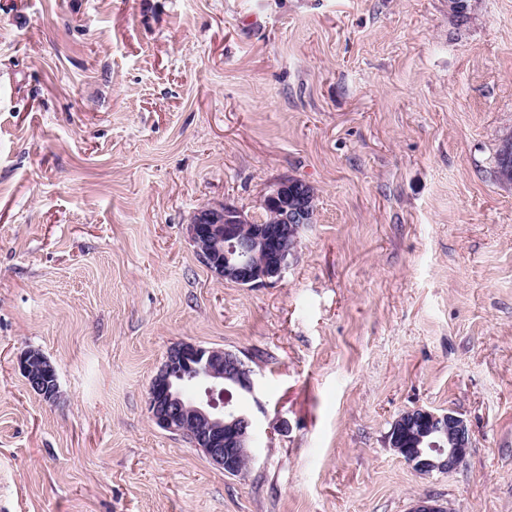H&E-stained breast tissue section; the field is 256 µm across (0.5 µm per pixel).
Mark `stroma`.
<instances>
[{"mask_svg":"<svg viewBox=\"0 0 512 512\" xmlns=\"http://www.w3.org/2000/svg\"><path fill=\"white\" fill-rule=\"evenodd\" d=\"M508 131L512 0H0V512H512ZM286 176L294 266L217 279L194 212ZM180 342L254 372L245 476L148 418ZM418 407L458 468L388 448ZM18 368L28 387L44 401L54 402L58 395L55 366L39 350L27 349L18 357ZM387 438L389 447L421 475L457 468L471 444L470 430L463 418L450 411L437 413L422 408L408 410ZM442 441L448 442V448Z\"/></svg>","mask_w":512,"mask_h":512,"instance_id":"obj_1","label":"stroma"}]
</instances>
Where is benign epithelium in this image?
Listing matches in <instances>:
<instances>
[{"label":"benign epithelium","instance_id":"1","mask_svg":"<svg viewBox=\"0 0 512 512\" xmlns=\"http://www.w3.org/2000/svg\"><path fill=\"white\" fill-rule=\"evenodd\" d=\"M313 193L302 182L282 178L260 200L277 215L263 224L238 207L222 202L198 209L187 225L201 261L220 279L254 288L278 282L297 258L301 230L314 223ZM18 368L28 387L43 400L58 395L55 366L40 351L27 349ZM256 393L253 371L236 353L191 342L172 346L151 380L147 410L152 423L187 436L209 461L230 476H242L255 459L256 421L231 403L230 389ZM389 447L417 473H446L465 460L471 444L463 418L415 408L388 433ZM410 512H448L447 506L422 498Z\"/></svg>","mask_w":512,"mask_h":512}]
</instances>
